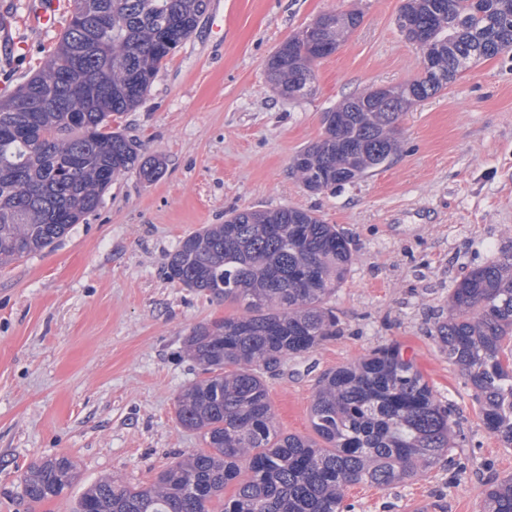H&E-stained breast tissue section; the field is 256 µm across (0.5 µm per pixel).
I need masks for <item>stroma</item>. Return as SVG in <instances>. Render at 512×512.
<instances>
[{"label":"stroma","mask_w":512,"mask_h":512,"mask_svg":"<svg viewBox=\"0 0 512 512\" xmlns=\"http://www.w3.org/2000/svg\"><path fill=\"white\" fill-rule=\"evenodd\" d=\"M403 3L210 0L198 29L117 121L144 156L163 160V175L120 176L51 250L0 266V512H73L98 480L146 486L203 447L176 420L179 393L201 376L185 341L235 308L169 280L167 257L231 211L279 207L336 225L353 255L330 300L338 336L265 375L279 432L311 435L321 374L401 344L450 403L455 446L414 480L351 486L349 512H483L487 488L512 475V447L484 429L473 389L433 336L450 288L512 251V50L405 112L387 166L319 193L290 169L345 98L420 75L422 55L396 25ZM349 10L362 22L318 63L311 92L281 95L269 57L322 14ZM17 36L27 45L20 59L0 55L8 92L42 70L60 33ZM61 455L77 479L62 496L29 504L22 474Z\"/></svg>","instance_id":"obj_1"}]
</instances>
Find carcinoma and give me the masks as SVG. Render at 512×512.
<instances>
[{
	"label": "carcinoma",
	"mask_w": 512,
	"mask_h": 512,
	"mask_svg": "<svg viewBox=\"0 0 512 512\" xmlns=\"http://www.w3.org/2000/svg\"><path fill=\"white\" fill-rule=\"evenodd\" d=\"M209 0H74L68 27L45 68L0 99V265L52 247L96 210L112 181L136 171L148 181L163 161L112 130L136 107L159 69L195 31ZM439 15L429 51L451 76L512 49V0H406L412 24ZM356 11L330 13L320 36L296 33L267 63L291 97L298 75L315 74L326 54L361 23ZM447 86L422 70L397 112L361 107L367 91L327 113L319 141L291 170L308 191L343 186L391 162L402 113ZM352 253L345 235L292 207L234 211L184 238L169 254L170 280L236 305L241 313L195 326L187 350L204 377L177 399L185 429L205 447L161 470L146 487L100 480L75 512H344L348 487L389 486L422 474L454 444L456 422L397 344L323 373L309 411L314 436L276 430L264 374L337 336L330 298ZM435 340L475 392L483 427L512 447V252L472 269L448 293ZM74 463L54 457L21 479L33 503L61 496ZM234 485L233 494L224 489ZM486 512H512V477L493 483Z\"/></svg>",
	"instance_id": "cac0c4a2"
}]
</instances>
